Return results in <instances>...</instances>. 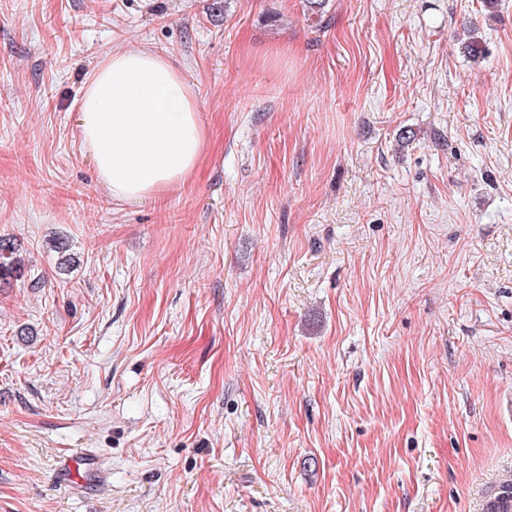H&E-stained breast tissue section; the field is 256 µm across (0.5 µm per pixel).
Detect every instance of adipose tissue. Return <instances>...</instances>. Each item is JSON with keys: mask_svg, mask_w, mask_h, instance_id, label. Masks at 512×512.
I'll return each instance as SVG.
<instances>
[{"mask_svg": "<svg viewBox=\"0 0 512 512\" xmlns=\"http://www.w3.org/2000/svg\"><path fill=\"white\" fill-rule=\"evenodd\" d=\"M77 126L112 198L140 202L187 180L206 135L197 93L163 54L112 52L89 76Z\"/></svg>", "mask_w": 512, "mask_h": 512, "instance_id": "ef3b65f1", "label": "adipose tissue"}]
</instances>
